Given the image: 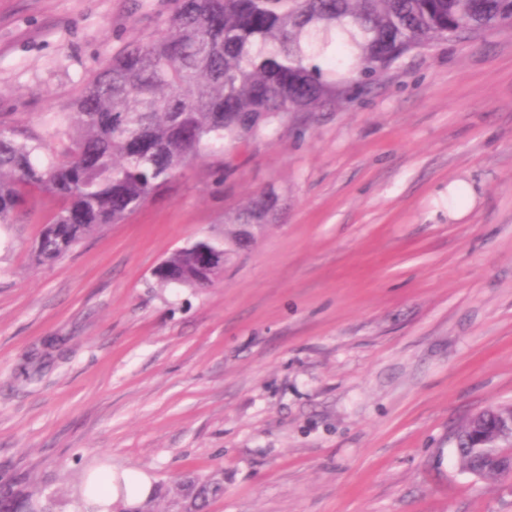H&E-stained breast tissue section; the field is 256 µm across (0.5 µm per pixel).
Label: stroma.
I'll use <instances>...</instances> for the list:
<instances>
[{
	"label": "stroma",
	"mask_w": 512,
	"mask_h": 512,
	"mask_svg": "<svg viewBox=\"0 0 512 512\" xmlns=\"http://www.w3.org/2000/svg\"><path fill=\"white\" fill-rule=\"evenodd\" d=\"M172 9L0 0V123L44 131ZM221 162L51 265L55 199L0 225V469L140 472L164 504L215 474L205 512H512V478L460 472L451 439L512 403V31L410 52ZM269 185L282 211L219 281H155Z\"/></svg>",
	"instance_id": "35a3bbf8"
}]
</instances>
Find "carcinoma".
Wrapping results in <instances>:
<instances>
[{"label":"carcinoma","instance_id":"cac0c4a2","mask_svg":"<svg viewBox=\"0 0 512 512\" xmlns=\"http://www.w3.org/2000/svg\"><path fill=\"white\" fill-rule=\"evenodd\" d=\"M506 29L512 0H174L156 34L89 80L62 129L21 137L0 127V224L17 223L32 190L60 199L38 236L37 258L52 262L204 156L224 154L229 171L238 143L276 134L290 114L336 105L403 55ZM280 209V197L262 190L224 220V238L189 243L173 262L188 268L203 250L236 255L245 225ZM496 426L490 417L464 429L455 449L459 470L481 471L489 484L512 466V450L471 441ZM46 491L31 472L0 471V512H56L59 492ZM221 491V479L197 477L176 496L182 512H200Z\"/></svg>","mask_w":512,"mask_h":512}]
</instances>
